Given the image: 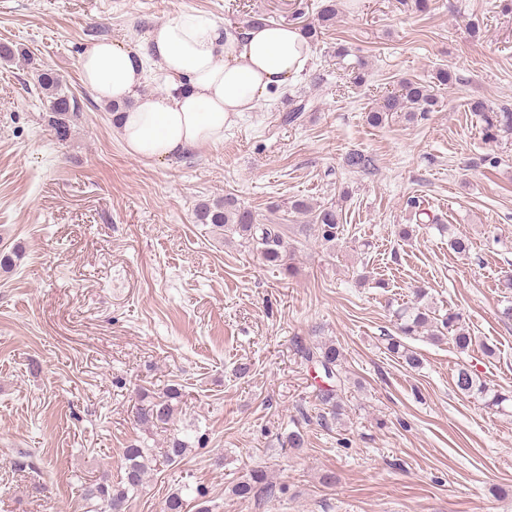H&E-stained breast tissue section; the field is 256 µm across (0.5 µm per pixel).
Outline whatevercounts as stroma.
<instances>
[{
  "label": "stroma",
  "mask_w": 512,
  "mask_h": 512,
  "mask_svg": "<svg viewBox=\"0 0 512 512\" xmlns=\"http://www.w3.org/2000/svg\"><path fill=\"white\" fill-rule=\"evenodd\" d=\"M322 0H0V512H86L82 489L123 473L124 448L189 452L157 465L127 512H512V413L458 393L460 364L512 391V138L484 143L471 101L512 108V10L500 0H337L305 70L224 132L222 145L163 162L128 156L112 114L81 81L84 49L141 45L157 22L193 12L235 32L240 11L311 20ZM481 32L472 35V24ZM348 54L337 58L338 47ZM363 62L365 78L352 81ZM454 80L432 112L381 126L367 116L403 80ZM55 72L80 116L66 140L30 97ZM305 100L283 121L289 97ZM371 155L364 173L350 152ZM233 194L282 225L293 275L235 234L197 223L199 202ZM302 198L336 203L344 232L324 245ZM434 216L417 223L415 208ZM466 239L456 252L450 238ZM435 318L460 315L479 346L460 352L429 329L387 349L416 290ZM333 342L346 377L341 413L316 398L323 369L297 352ZM247 374H238L240 365ZM178 386L167 431L137 422L142 394ZM303 451H288L291 431ZM32 453L18 466L21 452ZM262 468L274 497L233 495ZM336 481L327 485L325 473Z\"/></svg>",
  "instance_id": "35a3bbf8"
}]
</instances>
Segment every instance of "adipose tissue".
Here are the masks:
<instances>
[{
	"instance_id": "1",
	"label": "adipose tissue",
	"mask_w": 512,
	"mask_h": 512,
	"mask_svg": "<svg viewBox=\"0 0 512 512\" xmlns=\"http://www.w3.org/2000/svg\"><path fill=\"white\" fill-rule=\"evenodd\" d=\"M310 54L306 36L288 24L255 23L231 34L215 21L179 14L155 24L137 48L91 43L79 67L96 102L118 105L113 131L124 151L164 161L222 144L225 130L294 81ZM150 70L165 88L144 94Z\"/></svg>"
}]
</instances>
